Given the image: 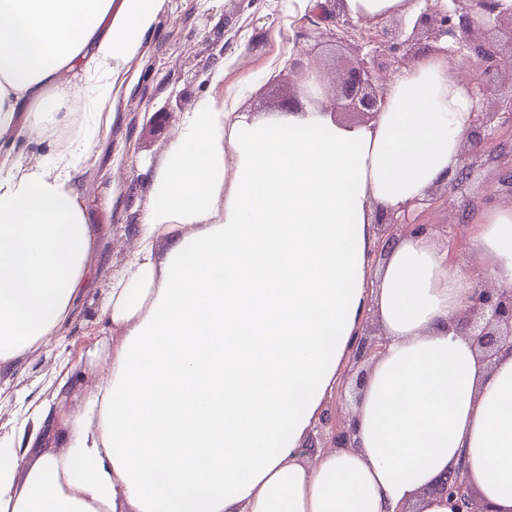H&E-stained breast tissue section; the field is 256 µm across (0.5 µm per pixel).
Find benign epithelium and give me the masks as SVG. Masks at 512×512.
<instances>
[{"label": "benign epithelium", "instance_id": "1", "mask_svg": "<svg viewBox=\"0 0 512 512\" xmlns=\"http://www.w3.org/2000/svg\"><path fill=\"white\" fill-rule=\"evenodd\" d=\"M337 0H321L308 13L311 22L328 27L333 42L356 48L355 59L340 75L305 71L301 83L312 102L330 99L342 112L359 115L364 122L382 112L388 101L387 81L411 66L427 53H438L451 62L466 61L474 66L469 91L475 101L472 125L463 143L458 164L448 176L446 191L439 197L425 198L423 205L442 202L446 206L452 194L468 179L474 169L473 158L483 154V147L493 140L498 129L512 126V93L499 95L504 80L512 81V53L505 56L489 37V30L503 21L492 16L491 0H416L421 5L417 17L393 27L374 26L368 33L361 21L341 17ZM503 169L501 185L512 193V155L494 156ZM472 304L462 316L459 331L472 343L482 361L493 364L503 349L512 351V288H499L489 282L472 287ZM386 340L374 335L359 337L353 349V363H371ZM333 448L351 447V431L342 423L330 438ZM431 495L446 497L458 512H491L469 485L463 467H458L431 485Z\"/></svg>", "mask_w": 512, "mask_h": 512}]
</instances>
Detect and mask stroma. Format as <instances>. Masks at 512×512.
<instances>
[{"instance_id": "35a3bbf8", "label": "stroma", "mask_w": 512, "mask_h": 512, "mask_svg": "<svg viewBox=\"0 0 512 512\" xmlns=\"http://www.w3.org/2000/svg\"><path fill=\"white\" fill-rule=\"evenodd\" d=\"M308 7L307 0H166L122 84L108 91L112 124L81 165L76 184L97 233L93 273L71 323L46 345L20 356L11 372L0 374L1 441L16 443L17 410L45 399L55 405L54 418L26 449L25 464L63 450L106 368L118 337L101 305L113 279L125 271L151 204L147 181L197 98L228 92L235 111L265 116L297 93L301 70L329 68L336 57L352 59L350 47L332 48L324 30L308 22ZM498 187L495 166L476 169L457 192L470 200V208L420 207L408 220L433 225L438 237L447 238L451 260L470 275L466 219ZM61 370L69 379L58 389L51 380Z\"/></svg>"}]
</instances>
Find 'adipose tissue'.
Instances as JSON below:
<instances>
[{
	"label": "adipose tissue",
	"mask_w": 512,
	"mask_h": 512,
	"mask_svg": "<svg viewBox=\"0 0 512 512\" xmlns=\"http://www.w3.org/2000/svg\"><path fill=\"white\" fill-rule=\"evenodd\" d=\"M166 0H0V369L72 320L95 239L75 175L109 124L48 155L26 112L99 110ZM372 23L414 0H342ZM472 102L432 54L365 125L200 97L153 174L152 203L101 311L121 336L62 453L18 479L0 444V512H453L418 494L452 468L512 512V353L482 362L456 324L470 284L428 235L382 244L376 210L454 171ZM476 274L512 285V201L471 216ZM166 252L157 255L156 242ZM385 249L380 265L372 255ZM389 339L352 412L354 447L300 452L367 312Z\"/></svg>",
	"instance_id": "adipose-tissue-1"
}]
</instances>
